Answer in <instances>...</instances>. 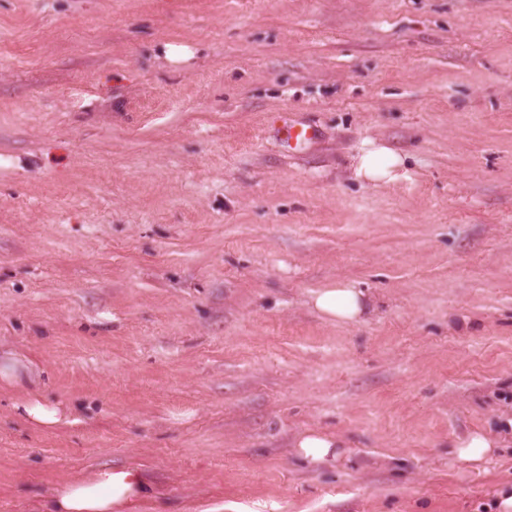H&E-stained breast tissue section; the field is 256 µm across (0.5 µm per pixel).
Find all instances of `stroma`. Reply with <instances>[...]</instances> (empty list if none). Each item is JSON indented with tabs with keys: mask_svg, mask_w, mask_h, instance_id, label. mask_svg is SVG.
Listing matches in <instances>:
<instances>
[{
	"mask_svg": "<svg viewBox=\"0 0 512 512\" xmlns=\"http://www.w3.org/2000/svg\"><path fill=\"white\" fill-rule=\"evenodd\" d=\"M284 111L319 138L284 151ZM368 139L408 179L355 181ZM339 278L363 321L311 306ZM0 365V512L103 465L137 512H496L512 0H0ZM314 429L339 461L298 458ZM18 416L34 428H52L63 421L64 411L59 406L42 403L38 398L15 404ZM497 435L485 432H473L459 440L455 447L458 457L465 461H480L493 454L495 448H501Z\"/></svg>",
	"mask_w": 512,
	"mask_h": 512,
	"instance_id": "35a3bbf8",
	"label": "stroma"
}]
</instances>
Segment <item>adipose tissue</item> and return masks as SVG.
I'll return each instance as SVG.
<instances>
[{
	"label": "adipose tissue",
	"instance_id": "adipose-tissue-1",
	"mask_svg": "<svg viewBox=\"0 0 512 512\" xmlns=\"http://www.w3.org/2000/svg\"><path fill=\"white\" fill-rule=\"evenodd\" d=\"M351 170L360 182L391 184L408 176L404 156L373 140L365 141L353 156ZM311 303L327 321L346 325L362 320L367 298L348 280H339L313 293ZM152 487L143 471L121 466L93 470L61 484L49 495L51 512H135Z\"/></svg>",
	"mask_w": 512,
	"mask_h": 512
}]
</instances>
